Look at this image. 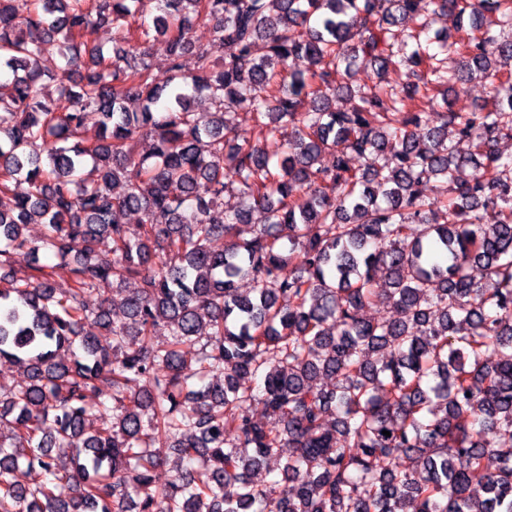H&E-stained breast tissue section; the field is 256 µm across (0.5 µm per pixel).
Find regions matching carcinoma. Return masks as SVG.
<instances>
[{"mask_svg":"<svg viewBox=\"0 0 512 512\" xmlns=\"http://www.w3.org/2000/svg\"><path fill=\"white\" fill-rule=\"evenodd\" d=\"M140 2L0 0V356L28 376L0 395V512H512V156L497 149L512 73L494 68L512 60V0H164L150 25ZM448 13L469 28L429 37ZM486 15L508 36L482 29ZM200 19L222 60L195 45ZM299 58L309 69L290 71ZM361 66L414 82L355 90ZM473 75L491 108L464 115L449 95ZM196 93L214 111L195 112ZM240 110L252 140L235 136ZM433 179L447 190L428 195ZM79 244L59 288L39 253ZM132 280L117 325L102 293ZM379 299L390 315L363 317ZM88 322L100 332L83 335ZM257 378L268 423L249 413ZM95 414L110 421L88 433ZM270 459L281 479L261 487L250 473Z\"/></svg>","mask_w":512,"mask_h":512,"instance_id":"cac0c4a2","label":"carcinoma"}]
</instances>
